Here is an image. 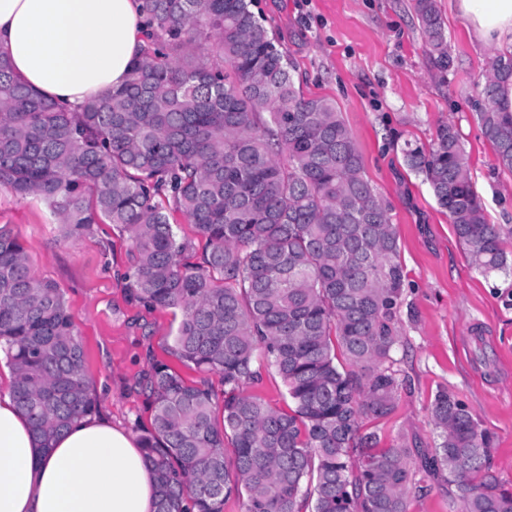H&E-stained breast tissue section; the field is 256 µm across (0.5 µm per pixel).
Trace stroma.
Returning <instances> with one entry per match:
<instances>
[{"label": "stroma", "instance_id": "stroma-1", "mask_svg": "<svg viewBox=\"0 0 512 512\" xmlns=\"http://www.w3.org/2000/svg\"><path fill=\"white\" fill-rule=\"evenodd\" d=\"M437 2L451 58L445 69L426 53L411 0H252L251 9L298 62L304 91L335 100L366 178L389 206L406 278L393 354L403 384L394 411L376 422L383 439L433 447L431 403L447 388L493 435L489 474L497 491L512 494V272L484 277L469 265L447 214L401 152L456 124L489 223L512 226V173L498 167L477 119L489 106L482 87L497 50L468 33L455 0ZM4 224L34 273L61 289L100 414L132 432L149 426L144 376L153 362L199 380L168 351L172 311L131 301L123 279L131 245L111 225L65 238L46 202L2 188ZM460 509L444 481L408 496V512Z\"/></svg>", "mask_w": 512, "mask_h": 512}]
</instances>
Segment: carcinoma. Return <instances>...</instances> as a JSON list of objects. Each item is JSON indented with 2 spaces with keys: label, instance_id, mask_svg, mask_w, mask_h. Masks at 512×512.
<instances>
[{
  "label": "carcinoma",
  "instance_id": "cac0c4a2",
  "mask_svg": "<svg viewBox=\"0 0 512 512\" xmlns=\"http://www.w3.org/2000/svg\"><path fill=\"white\" fill-rule=\"evenodd\" d=\"M429 53L450 65L437 0H411ZM146 44L128 80L72 112L29 90L0 54V187L39 197L66 235L110 224L134 251L132 298L179 311L171 349L224 381L222 421L206 381L164 363L146 379L151 426L139 441L157 512H407L415 470L455 486L460 512H512V494L484 479L494 444L468 407L437 391V443L381 446L366 417L389 415L402 385L392 353L405 275L389 210L365 178L336 102L296 86V63L251 0H140ZM512 53L485 77L478 120L512 172V112L496 107ZM448 212L472 268L505 272L512 227L488 222L461 135L438 128L429 148L405 143ZM204 241L202 262L174 215ZM0 350L11 392L49 448L97 412L85 355L58 285L36 276L18 236L0 226ZM263 351L287 413L243 387ZM235 450L233 464L224 455Z\"/></svg>",
  "mask_w": 512,
  "mask_h": 512
}]
</instances>
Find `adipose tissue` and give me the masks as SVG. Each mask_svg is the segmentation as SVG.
Returning <instances> with one entry per match:
<instances>
[{"label":"adipose tissue","instance_id":"1","mask_svg":"<svg viewBox=\"0 0 512 512\" xmlns=\"http://www.w3.org/2000/svg\"><path fill=\"white\" fill-rule=\"evenodd\" d=\"M473 34L512 51V0H457ZM139 0H0V50L33 92L77 107L124 84L143 44ZM158 488L136 435L105 416L40 451L0 394V512H155Z\"/></svg>","mask_w":512,"mask_h":512}]
</instances>
